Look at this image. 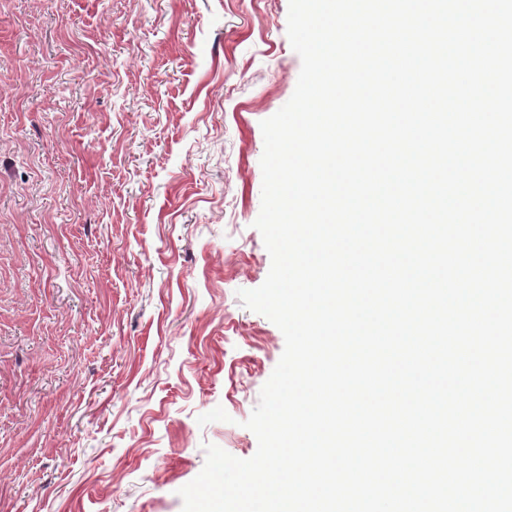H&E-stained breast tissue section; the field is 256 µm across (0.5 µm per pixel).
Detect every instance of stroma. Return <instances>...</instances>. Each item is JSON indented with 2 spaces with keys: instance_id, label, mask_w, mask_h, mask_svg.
<instances>
[{
  "instance_id": "stroma-1",
  "label": "stroma",
  "mask_w": 512,
  "mask_h": 512,
  "mask_svg": "<svg viewBox=\"0 0 512 512\" xmlns=\"http://www.w3.org/2000/svg\"><path fill=\"white\" fill-rule=\"evenodd\" d=\"M288 9L0 0V512H182L205 445L255 454Z\"/></svg>"
}]
</instances>
